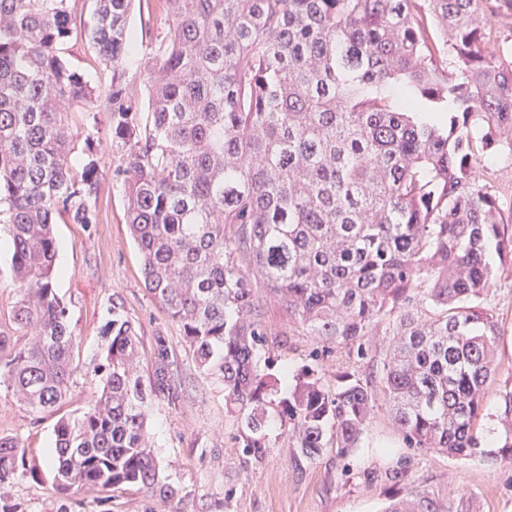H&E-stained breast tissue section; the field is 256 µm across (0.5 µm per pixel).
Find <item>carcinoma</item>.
<instances>
[{
  "mask_svg": "<svg viewBox=\"0 0 512 512\" xmlns=\"http://www.w3.org/2000/svg\"><path fill=\"white\" fill-rule=\"evenodd\" d=\"M131 2L95 0L78 31L76 0H0V224L19 291L0 376L13 394L38 413L73 374L53 218L97 223V125L77 163L68 116L101 112L146 290L223 382L244 454L268 447L277 406L301 457L346 455L382 400L409 446L477 455L500 337L488 248L512 265V205L481 174L492 155L512 159V59L483 43L512 0H165L144 98L124 67ZM78 37L112 71L102 106L70 60ZM258 288L329 344L361 348L397 313L382 371L297 375L277 399L288 367L261 360ZM101 334L102 386L55 429L57 485L172 498L148 424L149 403L182 397L166 338L154 337L145 383L134 325L115 312ZM24 465L1 435L0 484ZM382 512L449 506L422 489Z\"/></svg>",
  "mask_w": 512,
  "mask_h": 512,
  "instance_id": "cac0c4a2",
  "label": "carcinoma"
}]
</instances>
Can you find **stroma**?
Instances as JSON below:
<instances>
[{
  "label": "stroma",
  "mask_w": 512,
  "mask_h": 512,
  "mask_svg": "<svg viewBox=\"0 0 512 512\" xmlns=\"http://www.w3.org/2000/svg\"><path fill=\"white\" fill-rule=\"evenodd\" d=\"M164 0H134L129 25L137 48L125 62L135 91L149 78V45L164 20ZM107 124H100L96 146L100 184L98 221L84 226L68 216L54 218L56 276L53 286L68 311L79 352L66 397L34 413L0 381V435L12 436L26 450V468L0 489L18 512H383L395 499L425 489L437 499L465 496L477 512H512V461L488 457L507 424L501 397L512 389V269L488 298L501 330L495 354L496 377L484 390V409L475 427L483 454L457 458L406 447L385 404H378L358 448L337 456L328 448L315 460L302 459L288 442V427L271 416L269 446L258 456L235 448L237 424L224 409V386L198 369L181 327L146 291L141 259L125 219L122 185L113 175L118 153ZM257 314L267 331L265 356L290 374L315 371L326 381L337 374L378 372L389 339L378 328L368 336L365 356L345 347L323 348L315 337L288 323L280 302L257 290ZM135 325L143 348L166 337L183 397L177 407L153 403L150 424L164 474L178 488L164 500L150 490L126 486L109 492L61 493L46 463L58 420L79 416L101 385L93 367L104 346L100 334L113 312Z\"/></svg>",
  "instance_id": "35a3bbf8"
}]
</instances>
